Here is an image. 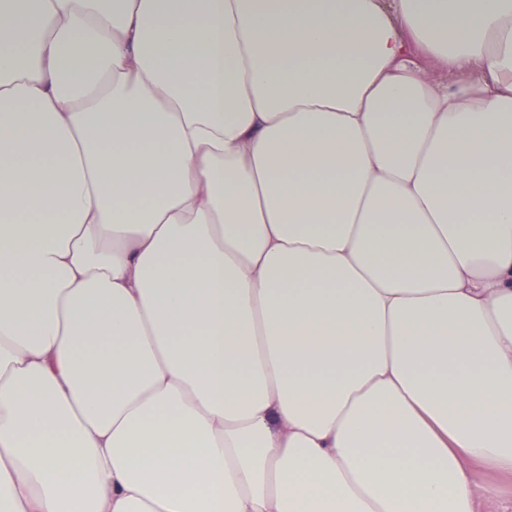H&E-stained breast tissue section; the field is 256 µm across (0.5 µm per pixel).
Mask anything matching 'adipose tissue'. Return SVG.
<instances>
[{
    "label": "adipose tissue",
    "mask_w": 512,
    "mask_h": 512,
    "mask_svg": "<svg viewBox=\"0 0 512 512\" xmlns=\"http://www.w3.org/2000/svg\"><path fill=\"white\" fill-rule=\"evenodd\" d=\"M512 475V0H0V512H478Z\"/></svg>",
    "instance_id": "obj_1"
}]
</instances>
